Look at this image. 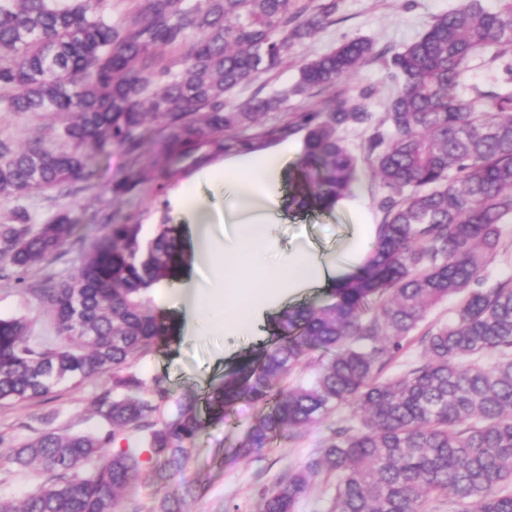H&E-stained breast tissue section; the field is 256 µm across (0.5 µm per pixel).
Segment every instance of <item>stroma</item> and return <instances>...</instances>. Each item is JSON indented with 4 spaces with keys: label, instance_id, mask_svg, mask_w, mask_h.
<instances>
[{
    "label": "stroma",
    "instance_id": "obj_1",
    "mask_svg": "<svg viewBox=\"0 0 512 512\" xmlns=\"http://www.w3.org/2000/svg\"><path fill=\"white\" fill-rule=\"evenodd\" d=\"M454 3L455 0H339L331 25L299 45L277 72L237 88L234 98L241 102L259 91L290 88L304 59L325 54L345 41L367 38L373 40L381 57L361 66L342 89L348 93L372 90L373 110L383 113L392 89L384 54L394 53L417 39L434 16L447 12ZM93 162L97 169L93 188L66 198L45 192L27 201L36 223H46L62 212L70 213L77 223L75 242L62 248L56 258L34 268L24 284L0 282V317L26 316L33 335L47 337L54 330L47 312L31 294V287L42 275H65L78 265L81 248L89 246L100 234L102 215H110L117 223L153 224L171 190L190 185L201 196L210 193L209 184L199 181V172L193 169L178 176L170 191L154 197L117 194L114 186L124 181L131 170L126 150L106 149L96 154ZM378 195V185L368 167H361L351 194L356 209L302 214L273 225L272 235L283 247L305 241L325 255L339 252L357 225L380 224ZM271 339L267 330L257 336H226L208 330L191 336L177 332L165 345L142 357L138 370L147 378L165 375L172 399L201 396L222 384L225 373L232 371L242 357L258 353L262 344ZM102 383V378L97 377L76 390L64 385L39 400L0 406V442L8 448L17 447L46 428L72 432L94 429L97 420L92 415V401ZM259 415L255 407L238 405L226 422L208 425L197 438L182 471L171 480L175 487L194 484L196 493L188 501V512H259L263 491L280 481L289 469L306 463L330 439L336 426L335 417L330 416L262 453L236 455V448Z\"/></svg>",
    "mask_w": 512,
    "mask_h": 512
}]
</instances>
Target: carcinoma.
Here are the masks:
<instances>
[{
  "label": "carcinoma",
  "mask_w": 512,
  "mask_h": 512,
  "mask_svg": "<svg viewBox=\"0 0 512 512\" xmlns=\"http://www.w3.org/2000/svg\"><path fill=\"white\" fill-rule=\"evenodd\" d=\"M337 0H0V112L59 118L23 147L0 138V197L22 201L94 186V155L134 152L150 120L170 129L160 159L130 185L162 191L184 168L249 139L229 134L280 110L288 92L232 103L238 87L278 69L297 45L333 22ZM177 56L166 61L158 48ZM512 59V0H456L417 40L387 61L395 87L378 117L372 91L342 94L278 129L304 132L289 203L329 210L345 197L358 158L342 132L363 127L383 214L369 255L325 290L318 307L278 318L276 339L245 356L203 401L171 395L165 377L144 378L135 361L170 335L151 293L178 278L187 256L182 226L166 217L152 232L107 222L77 271L30 288L55 336L36 339L25 316L0 318V404L46 397L112 373L93 400L95 429H44L9 449L8 461L45 476L0 512H118L143 465L164 487L205 424L242 402L262 416L241 448L264 451L320 423L343 405L327 445L262 494L261 512H296L314 480L336 477L329 512H424L446 497L461 512H512V280L485 271L512 221V87L457 92L472 61ZM381 57L366 39L301 63L292 93L337 86ZM66 213L37 224L17 205L0 222V279L25 281L75 235ZM450 297L448 322L419 338L420 359L400 376L381 374L428 312ZM489 355L491 363L483 362ZM302 365L313 376L293 385ZM131 440L115 448L116 437ZM165 494L157 512H185Z\"/></svg>",
  "instance_id": "cac0c4a2"
}]
</instances>
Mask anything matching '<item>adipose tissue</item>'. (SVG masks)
I'll return each mask as SVG.
<instances>
[{"label": "adipose tissue", "instance_id": "1", "mask_svg": "<svg viewBox=\"0 0 512 512\" xmlns=\"http://www.w3.org/2000/svg\"><path fill=\"white\" fill-rule=\"evenodd\" d=\"M294 152L286 142L206 169L204 179L224 191L223 208L211 207L189 189L178 199L194 272L164 294L178 309L184 330L209 319L214 328L247 332L284 308L288 298L330 288L346 274L334 258L304 248L279 251L270 235L285 215L283 172Z\"/></svg>", "mask_w": 512, "mask_h": 512}]
</instances>
